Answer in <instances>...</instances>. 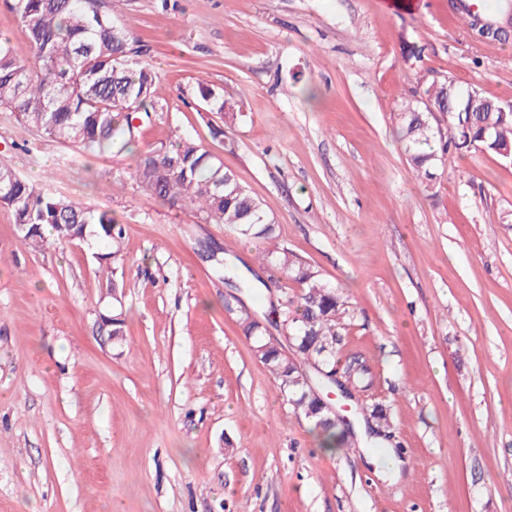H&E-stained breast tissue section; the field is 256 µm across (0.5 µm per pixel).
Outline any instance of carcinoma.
Segmentation results:
<instances>
[{
    "instance_id": "obj_1",
    "label": "carcinoma",
    "mask_w": 512,
    "mask_h": 512,
    "mask_svg": "<svg viewBox=\"0 0 512 512\" xmlns=\"http://www.w3.org/2000/svg\"><path fill=\"white\" fill-rule=\"evenodd\" d=\"M11 8L26 27L34 63L13 56L8 41H0V108L17 114L25 128L88 151H131L138 127L158 111L152 66L140 60L138 44L127 24L114 22L100 0H12ZM421 93L402 102L396 113L398 139L417 179L432 182L436 170L455 156L480 150L512 163V112H498V100L483 96L471 105L468 91L451 83L418 78ZM196 100L206 112L232 111L222 90L198 81ZM430 102L449 113L448 133L435 128L426 109ZM136 182L149 194L176 205H195L207 224L265 240L272 247L258 254L259 263L295 283L300 292L285 296L274 310L277 318L263 324L244 302L227 303L245 335L253 338L254 355L265 364L293 407L336 448L348 447L350 426L330 418L308 383L317 391L338 387L346 394L369 386L368 369L360 364L344 369L337 379L336 346L354 319L349 298L322 278L319 270L284 246L275 244L276 220L235 174L195 140L174 133L169 142L137 156ZM0 205L11 209L21 244L38 251L53 238L66 242L96 228L121 253V231L106 212H95L68 198L50 194L0 164ZM216 271L240 292L254 285L224 263V246L213 243ZM282 327L290 336L298 364H288L280 347L268 338V326ZM316 363L325 374L305 381L298 366Z\"/></svg>"
}]
</instances>
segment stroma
<instances>
[{
  "label": "stroma",
  "instance_id": "stroma-1",
  "mask_svg": "<svg viewBox=\"0 0 512 512\" xmlns=\"http://www.w3.org/2000/svg\"><path fill=\"white\" fill-rule=\"evenodd\" d=\"M175 2L102 0L159 75L136 149L179 126L350 296L337 359L360 355L373 386L331 402L356 442L319 447L202 256L223 242L264 319L282 293L257 283L263 240L141 191L132 154L0 109V163L123 230L106 266L93 236L25 248L0 206V512H512V165L471 151L421 184L393 125L422 73L512 100V41L477 43L448 0ZM199 76L235 116L199 111ZM377 405L396 471L365 459Z\"/></svg>",
  "mask_w": 512,
  "mask_h": 512
}]
</instances>
